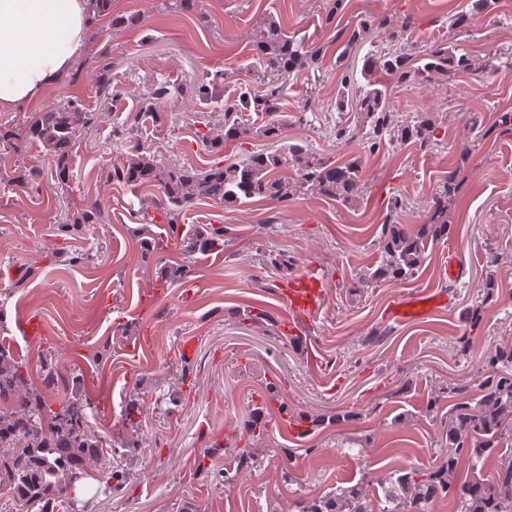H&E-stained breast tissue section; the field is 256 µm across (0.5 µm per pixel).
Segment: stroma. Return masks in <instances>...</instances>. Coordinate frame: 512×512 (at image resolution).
I'll return each mask as SVG.
<instances>
[{
	"label": "stroma",
	"mask_w": 512,
	"mask_h": 512,
	"mask_svg": "<svg viewBox=\"0 0 512 512\" xmlns=\"http://www.w3.org/2000/svg\"><path fill=\"white\" fill-rule=\"evenodd\" d=\"M469 6V0H346L330 28L323 24L328 0H201L196 11L171 0H113V14L136 16V26L116 29L111 16L100 18L86 52L36 108L0 110V124L17 128L34 112L72 98L104 114L78 150L70 186L55 184L37 146L10 155L5 166H38V183L0 186V311L10 343L30 368L49 354L82 374L88 420L105 433L114 434L128 403L146 416L142 447L114 456L120 480L79 494L88 512H297L299 499L346 483L374 485L413 463L439 464L450 410L479 398L482 352L512 340V134L486 133L500 113L512 111V0H497L472 35L459 39L462 51L475 56L497 50L503 62L495 75L464 73L423 89L392 88L401 119L436 113L445 138L433 151L403 145L367 158L368 192L347 206L319 196L187 205L181 225L221 224L226 234L218 255H188L172 241L165 257L190 264L186 282L149 280L140 243L128 233L151 191L105 183L100 173L128 147L114 129L134 124L147 90L159 81L179 89L164 104L170 118L139 125L138 137L163 161L201 171L268 147V140L252 138L212 154L195 135L201 124L223 122L225 101L254 91L250 42L263 18L324 47L316 85L291 80L284 101L293 120L288 137L322 152L337 118L336 29L370 12L396 28L410 21L414 41L426 44L444 39L449 16ZM103 58L112 63L113 104L106 109L97 94ZM218 71L226 81L199 94ZM306 105L308 123H296ZM465 141L473 151L461 166L450 148ZM455 165L460 188L448 208V237L429 247L416 278L354 291L356 276L380 258L375 239L391 193L401 191L412 203L403 223H424L428 202ZM93 203L105 212V224L58 236V224ZM59 248L85 259L61 261L52 255ZM266 248L287 252L292 266H267ZM453 259L465 274L446 304L418 321L389 320L399 295L449 292ZM309 267L323 278L327 301L291 335L282 329L288 320L282 288ZM490 278L496 302L470 328L466 312ZM247 309L267 312L269 322L259 329L242 321ZM21 315L38 319L40 335H19ZM466 333L471 347L463 355L456 342ZM271 382L295 415L337 414L340 422L304 434L274 410L263 438H251L243 421ZM443 389L448 398L438 412H427L428 398ZM245 446L255 456L250 475L225 482V464Z\"/></svg>",
	"instance_id": "35a3bbf8"
}]
</instances>
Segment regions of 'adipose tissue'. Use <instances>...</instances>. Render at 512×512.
<instances>
[{
	"instance_id": "ef3b65f1",
	"label": "adipose tissue",
	"mask_w": 512,
	"mask_h": 512,
	"mask_svg": "<svg viewBox=\"0 0 512 512\" xmlns=\"http://www.w3.org/2000/svg\"><path fill=\"white\" fill-rule=\"evenodd\" d=\"M90 0H0V110L38 102L86 50Z\"/></svg>"
}]
</instances>
